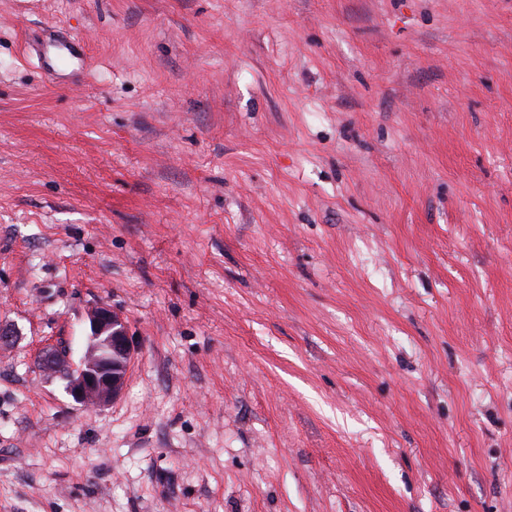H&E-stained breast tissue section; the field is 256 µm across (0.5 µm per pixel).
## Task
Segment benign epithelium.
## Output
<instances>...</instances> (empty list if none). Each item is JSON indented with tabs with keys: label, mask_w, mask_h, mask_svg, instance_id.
Returning <instances> with one entry per match:
<instances>
[{
	"label": "benign epithelium",
	"mask_w": 512,
	"mask_h": 512,
	"mask_svg": "<svg viewBox=\"0 0 512 512\" xmlns=\"http://www.w3.org/2000/svg\"><path fill=\"white\" fill-rule=\"evenodd\" d=\"M89 346L77 368H71L65 352L52 349L43 359L44 367L63 372L75 401L106 406L123 388L133 349L123 321L105 306L88 314Z\"/></svg>",
	"instance_id": "7a95c632"
}]
</instances>
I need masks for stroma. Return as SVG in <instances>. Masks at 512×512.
<instances>
[{
  "instance_id": "1",
  "label": "stroma",
  "mask_w": 512,
  "mask_h": 512,
  "mask_svg": "<svg viewBox=\"0 0 512 512\" xmlns=\"http://www.w3.org/2000/svg\"><path fill=\"white\" fill-rule=\"evenodd\" d=\"M1 323L0 512H512V0H0ZM90 334L88 349L76 369L66 352L49 350L44 367L63 372L68 379V390L75 401L106 406L123 388L133 349L123 321L105 306H98L88 314Z\"/></svg>"
}]
</instances>
